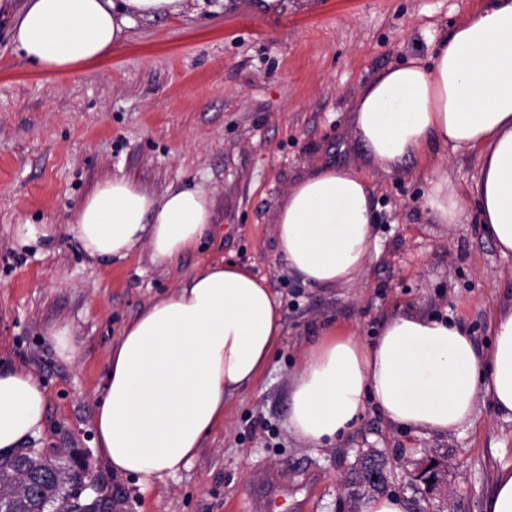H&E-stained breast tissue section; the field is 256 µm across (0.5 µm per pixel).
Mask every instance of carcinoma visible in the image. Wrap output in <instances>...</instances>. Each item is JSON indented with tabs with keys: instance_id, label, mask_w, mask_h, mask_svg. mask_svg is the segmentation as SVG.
I'll return each mask as SVG.
<instances>
[{
	"instance_id": "cac0c4a2",
	"label": "carcinoma",
	"mask_w": 512,
	"mask_h": 512,
	"mask_svg": "<svg viewBox=\"0 0 512 512\" xmlns=\"http://www.w3.org/2000/svg\"><path fill=\"white\" fill-rule=\"evenodd\" d=\"M45 462L44 466L31 480L23 496L13 498L15 490L23 480L20 463ZM378 471L386 468L384 459L370 455L361 462L355 481L373 491L382 492L386 488L387 478L379 476L371 479V468ZM83 488V494L96 488L95 481L85 470L74 469L70 463L52 460L36 448H26L11 455H0V492L8 497L0 505L7 512H53L63 504L75 488Z\"/></svg>"
}]
</instances>
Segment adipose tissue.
<instances>
[{
	"label": "adipose tissue",
	"instance_id": "adipose-tissue-1",
	"mask_svg": "<svg viewBox=\"0 0 512 512\" xmlns=\"http://www.w3.org/2000/svg\"><path fill=\"white\" fill-rule=\"evenodd\" d=\"M186 0H0L13 41L45 69L103 60L137 17L176 15ZM353 131L386 171L439 150L478 152L471 198L442 175L427 195L440 224L476 207L486 235L512 252V0H494L444 31L427 60L387 68L360 91ZM198 190L156 195L123 177L105 180L70 228L94 262L147 246L170 268L195 251L213 222ZM369 182L325 164L289 191L276 221L288 267L314 287L351 283L377 251ZM284 334L280 304L248 266L214 262L153 301L114 343L95 416V444L113 472L149 489L189 467L224 422L226 402L257 382ZM512 417V302L499 306L494 340L432 315L386 322L372 343L321 327L289 392L288 430L314 446L337 443L374 406L388 422L445 435L469 424L479 396ZM47 395L33 375L0 370V453L43 426Z\"/></svg>",
	"mask_w": 512,
	"mask_h": 512
}]
</instances>
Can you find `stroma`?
Returning <instances> with one entry per match:
<instances>
[{"label":"stroma","mask_w":512,"mask_h":512,"mask_svg":"<svg viewBox=\"0 0 512 512\" xmlns=\"http://www.w3.org/2000/svg\"><path fill=\"white\" fill-rule=\"evenodd\" d=\"M485 0H226L224 10L134 19L104 60L50 73L26 59L0 15V366L47 392L45 420L25 445L80 454L112 512H270L283 485L296 512H360L372 493L350 485L376 451L407 512H482L501 467H512V419L479 399L470 424L419 434L367 409L345 440L317 447L288 431V386L328 322L373 341L394 316L449 317L479 347L512 296V254L485 236L476 209L459 224L428 215V183L447 174L470 193L475 153L439 152L387 172L368 166L352 105L378 72L427 58L447 26ZM321 162L366 174L378 252L351 283L313 288L288 271L275 238L289 190ZM112 177L155 194L198 189L214 200L201 249L154 265L148 248L92 262L69 229L79 204ZM22 224L55 233L20 245ZM245 264L281 303L284 336L256 384L229 400L224 423L192 464L144 491L97 452L95 410L112 346L148 304L211 260ZM69 324L61 357L49 328ZM444 471L417 481L427 465Z\"/></svg>","instance_id":"stroma-1"}]
</instances>
